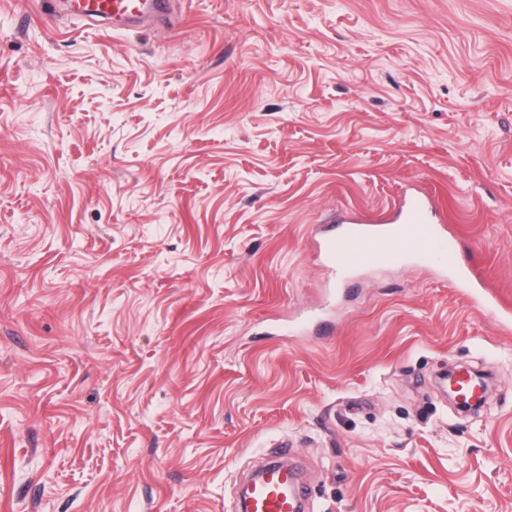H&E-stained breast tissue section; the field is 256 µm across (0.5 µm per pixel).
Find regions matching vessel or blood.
<instances>
[{
    "mask_svg": "<svg viewBox=\"0 0 512 512\" xmlns=\"http://www.w3.org/2000/svg\"><path fill=\"white\" fill-rule=\"evenodd\" d=\"M68 15L96 29L119 30L167 16V0H68ZM436 212L432 198L417 187L406 188L396 212L382 224H361L337 215L338 232L317 240L327 265L354 270L410 257L454 276L474 310L491 309L474 275L463 267L459 245ZM294 470L287 462L270 463L250 486V512H301Z\"/></svg>",
    "mask_w": 512,
    "mask_h": 512,
    "instance_id": "vessel-or-blood-1",
    "label": "vessel or blood"
}]
</instances>
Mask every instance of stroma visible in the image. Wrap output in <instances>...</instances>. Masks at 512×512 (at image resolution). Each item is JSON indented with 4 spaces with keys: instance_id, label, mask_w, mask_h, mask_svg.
Here are the masks:
<instances>
[{
    "instance_id": "1",
    "label": "stroma",
    "mask_w": 512,
    "mask_h": 512,
    "mask_svg": "<svg viewBox=\"0 0 512 512\" xmlns=\"http://www.w3.org/2000/svg\"><path fill=\"white\" fill-rule=\"evenodd\" d=\"M168 17L0 0V512H232L282 440L309 512H512V329L315 248L413 183L512 306V0ZM167 0H68L67 15L96 29L119 30L167 16Z\"/></svg>"
}]
</instances>
